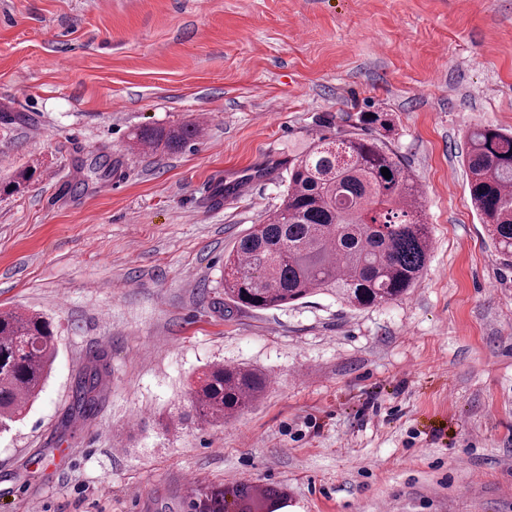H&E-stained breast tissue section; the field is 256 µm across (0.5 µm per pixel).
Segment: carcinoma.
Returning a JSON list of instances; mask_svg holds the SVG:
<instances>
[{
	"instance_id": "obj_1",
	"label": "carcinoma",
	"mask_w": 512,
	"mask_h": 512,
	"mask_svg": "<svg viewBox=\"0 0 512 512\" xmlns=\"http://www.w3.org/2000/svg\"><path fill=\"white\" fill-rule=\"evenodd\" d=\"M196 123L137 129L143 150L175 153L200 137ZM471 205L496 251L512 257V134L483 126L464 155ZM390 170L387 179L382 168ZM417 181L385 136L366 128L313 140L288 157V185L265 224L239 239L224 263V295L237 308L278 309L325 294L350 307L396 300L427 269L429 227ZM56 358L51 322L38 313L0 311V433L43 390ZM102 374L79 377L71 410L91 416ZM268 379L246 366L215 365L194 382L191 405L206 424L226 423L262 396ZM272 512L267 496L241 494L238 512Z\"/></svg>"
}]
</instances>
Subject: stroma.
<instances>
[{
  "label": "stroma",
  "mask_w": 512,
  "mask_h": 512,
  "mask_svg": "<svg viewBox=\"0 0 512 512\" xmlns=\"http://www.w3.org/2000/svg\"><path fill=\"white\" fill-rule=\"evenodd\" d=\"M370 112L423 191L424 277L360 310L236 308L224 255L280 205L289 155ZM187 121L182 151L129 147ZM486 125L512 130V0H0V181L35 171L0 195V310L57 336L0 434V512H201L241 485L279 512H512V258L462 166ZM96 353L98 410L67 419ZM211 364L271 384L204 424Z\"/></svg>",
  "instance_id": "obj_1"
}]
</instances>
